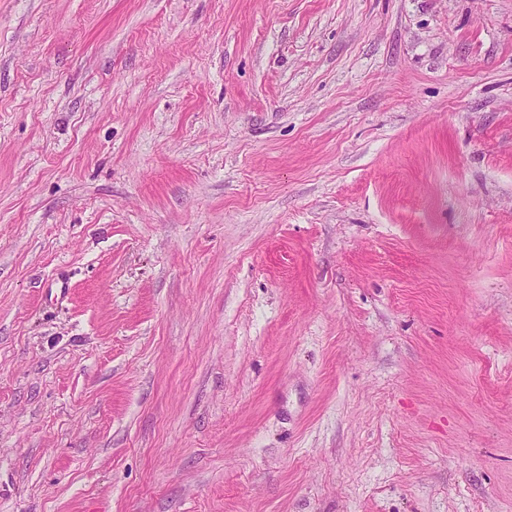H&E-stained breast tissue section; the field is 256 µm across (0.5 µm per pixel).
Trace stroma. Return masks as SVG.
Instances as JSON below:
<instances>
[{
    "mask_svg": "<svg viewBox=\"0 0 512 512\" xmlns=\"http://www.w3.org/2000/svg\"><path fill=\"white\" fill-rule=\"evenodd\" d=\"M0 512H512V0H0Z\"/></svg>",
    "mask_w": 512,
    "mask_h": 512,
    "instance_id": "stroma-1",
    "label": "stroma"
}]
</instances>
